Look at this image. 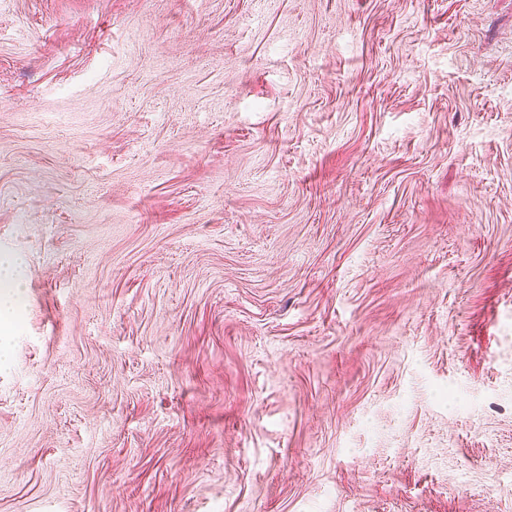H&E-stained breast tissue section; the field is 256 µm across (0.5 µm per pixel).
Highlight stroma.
I'll list each match as a JSON object with an SVG mask.
<instances>
[{
    "label": "stroma",
    "mask_w": 512,
    "mask_h": 512,
    "mask_svg": "<svg viewBox=\"0 0 512 512\" xmlns=\"http://www.w3.org/2000/svg\"><path fill=\"white\" fill-rule=\"evenodd\" d=\"M0 512H512V0H0ZM24 264V260L16 256L12 259L11 263L0 266V280L10 281L11 285L9 290L0 294V322L8 320L16 316L21 299V288L18 287L14 272Z\"/></svg>",
    "instance_id": "stroma-1"
}]
</instances>
